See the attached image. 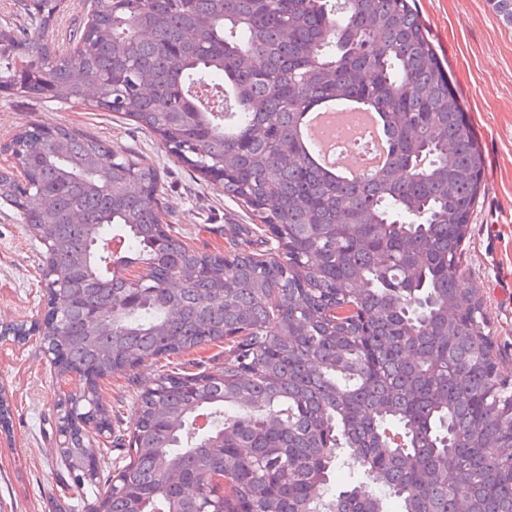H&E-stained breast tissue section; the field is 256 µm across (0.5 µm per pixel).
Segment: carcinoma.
<instances>
[{"mask_svg":"<svg viewBox=\"0 0 512 512\" xmlns=\"http://www.w3.org/2000/svg\"><path fill=\"white\" fill-rule=\"evenodd\" d=\"M64 0H17L0 24V83L116 112L286 236L259 254L200 251L158 225V172L65 125L3 146L35 173L0 198L51 250L58 321L40 331L66 371L105 380L171 359L134 400L62 393L112 443L69 431L65 489L86 512H512V379L457 274L484 157L411 0H90L67 47ZM512 27V0H490ZM386 115L392 160L340 182L296 135L318 100ZM125 241L119 253L107 239ZM150 270L140 288L123 270ZM224 344L218 373L180 358ZM342 465L356 476L336 489Z\"/></svg>","mask_w":512,"mask_h":512,"instance_id":"1","label":"carcinoma"}]
</instances>
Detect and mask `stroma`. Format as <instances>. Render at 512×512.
Returning a JSON list of instances; mask_svg holds the SVG:
<instances>
[{
  "instance_id": "obj_1",
  "label": "stroma",
  "mask_w": 512,
  "mask_h": 512,
  "mask_svg": "<svg viewBox=\"0 0 512 512\" xmlns=\"http://www.w3.org/2000/svg\"><path fill=\"white\" fill-rule=\"evenodd\" d=\"M414 7L458 89L484 157L458 274L480 299L499 368L512 378V27L499 20L489 0H414ZM31 124L68 126L157 167L161 218L191 246L255 250V237L234 234L235 225L251 227L255 220L225 194L223 182L202 180L135 122L1 89L0 145ZM44 252L14 207L0 199V387L11 409L8 428H0V512H54L63 499L54 366L37 337L22 341L9 333L20 324H41L47 314ZM157 374L149 364L102 382L103 401L119 410L124 431L136 422L135 395Z\"/></svg>"
}]
</instances>
